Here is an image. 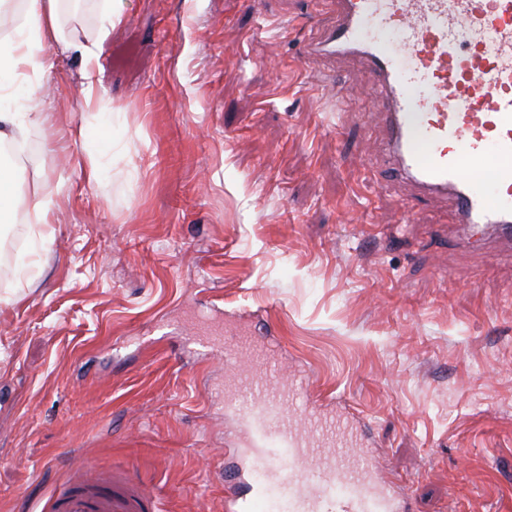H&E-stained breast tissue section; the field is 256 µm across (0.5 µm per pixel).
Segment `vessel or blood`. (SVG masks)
Segmentation results:
<instances>
[{"label":"vessel or blood","mask_w":512,"mask_h":512,"mask_svg":"<svg viewBox=\"0 0 512 512\" xmlns=\"http://www.w3.org/2000/svg\"><path fill=\"white\" fill-rule=\"evenodd\" d=\"M336 21L311 43L323 56L365 62L379 88L387 182L451 202L456 223L506 236L512 224V0H333ZM401 38L403 56L365 37L366 20ZM225 409L241 425L248 464L232 475L252 493L229 512H407L376 474L361 422L326 418L309 383H281L264 341L222 333ZM306 418L309 434L291 423ZM152 498L130 474L82 475L48 500V512H149Z\"/></svg>","instance_id":"1"}]
</instances>
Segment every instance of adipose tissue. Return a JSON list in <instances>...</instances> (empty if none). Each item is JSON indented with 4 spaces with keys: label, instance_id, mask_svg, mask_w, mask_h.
Masks as SVG:
<instances>
[{
    "label": "adipose tissue",
    "instance_id": "1",
    "mask_svg": "<svg viewBox=\"0 0 512 512\" xmlns=\"http://www.w3.org/2000/svg\"><path fill=\"white\" fill-rule=\"evenodd\" d=\"M24 21L11 37L0 42V142L24 138L27 128L16 113L1 104L23 88L26 76H43L52 68L42 55L45 46L64 42L58 0H23Z\"/></svg>",
    "mask_w": 512,
    "mask_h": 512
}]
</instances>
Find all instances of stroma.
I'll list each match as a JSON object with an SVG mask.
<instances>
[{
	"instance_id": "stroma-1",
	"label": "stroma",
	"mask_w": 512,
	"mask_h": 512,
	"mask_svg": "<svg viewBox=\"0 0 512 512\" xmlns=\"http://www.w3.org/2000/svg\"><path fill=\"white\" fill-rule=\"evenodd\" d=\"M103 4L62 0L52 74L5 104L45 118L0 224V512H44L81 468L136 474L151 512H226L224 350L188 340L234 318L369 421L410 512H512V248L383 187L360 62L306 53L325 0H121L101 42ZM77 42L100 45L97 116Z\"/></svg>"
}]
</instances>
